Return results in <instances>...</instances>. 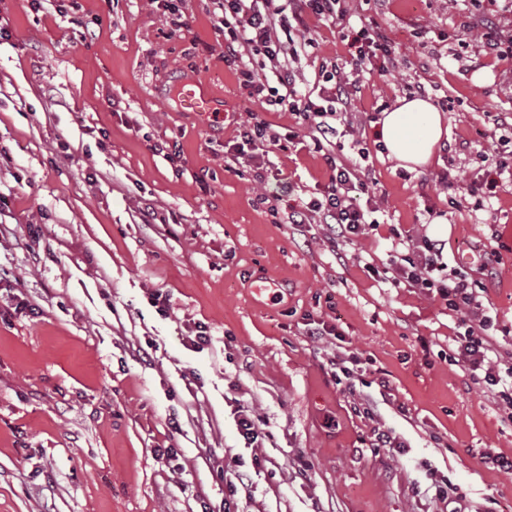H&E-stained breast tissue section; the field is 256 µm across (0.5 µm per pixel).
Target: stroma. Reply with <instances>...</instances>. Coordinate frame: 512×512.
<instances>
[{"mask_svg":"<svg viewBox=\"0 0 512 512\" xmlns=\"http://www.w3.org/2000/svg\"><path fill=\"white\" fill-rule=\"evenodd\" d=\"M347 8L396 53L386 71L356 75L336 117L339 159L356 139L369 152L379 226L330 241L325 225L288 221L330 180L314 128L265 113L272 131L306 138L278 152L279 177L256 182L234 158L255 103L207 0H184L179 38L156 0H0V512H449L432 469L470 512H512V476L490 461L512 456V420L448 359L459 313L366 270L388 262L395 233L443 241L448 270L478 281L492 340L512 353V182L487 189L497 162L512 167L493 124L512 114V57L485 51L512 35V13L471 0ZM304 35L315 45L294 67L308 94L349 47L321 17ZM192 80L215 111L181 106ZM419 83L448 134L410 172L382 154L374 124ZM172 137L178 165L154 149ZM147 206L155 223L141 219ZM199 323L210 341L195 349ZM312 325L328 336H308ZM352 353L351 388L330 361ZM366 396L373 415L356 414ZM377 429L397 447H371Z\"/></svg>","mask_w":512,"mask_h":512,"instance_id":"stroma-1","label":"stroma"}]
</instances>
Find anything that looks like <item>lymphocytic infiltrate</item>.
Returning <instances> with one entry per match:
<instances>
[{"label": "lymphocytic infiltrate", "mask_w": 512, "mask_h": 512, "mask_svg": "<svg viewBox=\"0 0 512 512\" xmlns=\"http://www.w3.org/2000/svg\"><path fill=\"white\" fill-rule=\"evenodd\" d=\"M213 27L224 38V61L236 66L242 83L259 98L260 109L239 132L240 140L233 150L237 157L251 156L261 143L273 146L296 139V132L269 133L264 112L282 109L299 115L303 123L314 126L315 151L321 152L331 172L330 183L323 199H316L304 209L293 211L290 223L307 224L312 217L336 227L338 236H356L365 229H376L373 201L359 202L357 195L366 191L367 184L357 176L353 166L343 163L325 144L336 138L338 131L332 120L346 111L355 89L343 79L339 69L324 68L317 96L300 93L296 74L289 60L288 45L294 32L305 26L307 15L346 21V0H209ZM349 64L363 71L377 63H388L394 53L391 42L380 32L363 27L353 37ZM444 269L442 249L436 241L422 236L412 240L407 252L389 260L388 271L393 285H406L436 292L449 309L459 312L463 334L456 336V354L470 373H482L488 385L498 387L499 398L512 409V367L505 373L495 372L498 355L490 336L493 325L490 315L474 309V282L460 277L448 282L441 278Z\"/></svg>", "instance_id": "1"}]
</instances>
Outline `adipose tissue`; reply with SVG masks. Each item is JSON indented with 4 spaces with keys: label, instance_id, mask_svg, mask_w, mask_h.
I'll return each mask as SVG.
<instances>
[{
    "label": "adipose tissue",
    "instance_id": "ef3b65f1",
    "mask_svg": "<svg viewBox=\"0 0 512 512\" xmlns=\"http://www.w3.org/2000/svg\"><path fill=\"white\" fill-rule=\"evenodd\" d=\"M378 133L389 158L413 170L430 163L448 128L430 100L405 97L384 112Z\"/></svg>",
    "mask_w": 512,
    "mask_h": 512
}]
</instances>
